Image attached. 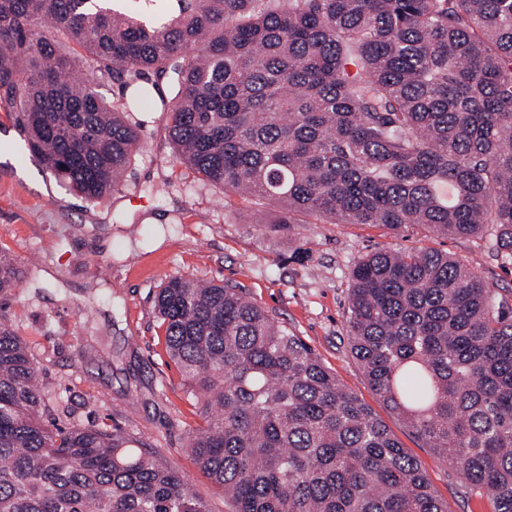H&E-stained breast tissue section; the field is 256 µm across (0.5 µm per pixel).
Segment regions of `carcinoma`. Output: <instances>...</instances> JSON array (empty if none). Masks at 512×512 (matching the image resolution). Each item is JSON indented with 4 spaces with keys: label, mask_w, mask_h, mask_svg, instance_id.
<instances>
[{
    "label": "carcinoma",
    "mask_w": 512,
    "mask_h": 512,
    "mask_svg": "<svg viewBox=\"0 0 512 512\" xmlns=\"http://www.w3.org/2000/svg\"><path fill=\"white\" fill-rule=\"evenodd\" d=\"M156 2L0 0V110L70 191L120 193L141 141L131 116L162 112L176 162L270 209L272 232L298 215L415 224L512 260V0H163L161 19ZM22 285L0 250V297ZM155 311L200 404L187 447L234 512H448L244 289L173 277ZM346 324L382 402L512 512V307L446 252L384 249L355 262ZM46 411L31 349L0 314V512H208L120 431Z\"/></svg>",
    "instance_id": "obj_1"
}]
</instances>
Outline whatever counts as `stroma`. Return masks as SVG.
Returning a JSON list of instances; mask_svg holds the SVG:
<instances>
[{"label":"stroma","mask_w":512,"mask_h":512,"mask_svg":"<svg viewBox=\"0 0 512 512\" xmlns=\"http://www.w3.org/2000/svg\"><path fill=\"white\" fill-rule=\"evenodd\" d=\"M142 149L121 195L95 205L67 191L25 151L0 112V250L29 277L0 303L32 346L59 425L107 424L186 476L209 512L232 504L198 469L186 436L200 422L181 374L165 351L154 297L173 277L243 287L309 345L337 380L365 402L427 473L448 512H491L455 470L372 392L352 356L346 315L351 270L381 249L430 247L473 266L512 304V262L488 241L434 237L405 225L325 224L300 217L289 234L256 221L251 201L175 162L165 117L140 115ZM162 187L155 195L154 187ZM95 348L82 359L79 349Z\"/></svg>","instance_id":"obj_1"}]
</instances>
